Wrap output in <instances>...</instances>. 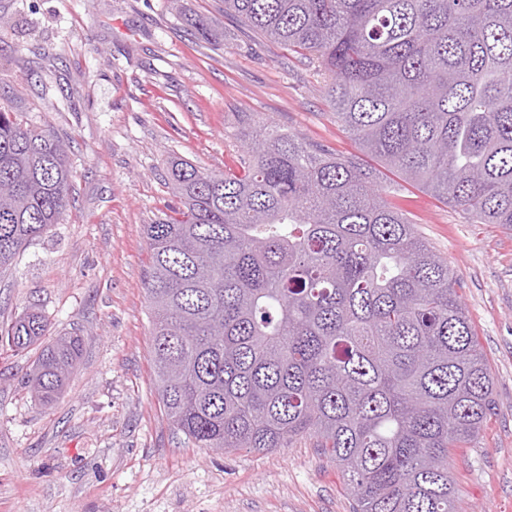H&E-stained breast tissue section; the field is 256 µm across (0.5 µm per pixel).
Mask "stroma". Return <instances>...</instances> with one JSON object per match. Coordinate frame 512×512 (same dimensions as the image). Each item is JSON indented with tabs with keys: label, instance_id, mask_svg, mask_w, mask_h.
Listing matches in <instances>:
<instances>
[{
	"label": "stroma",
	"instance_id": "1",
	"mask_svg": "<svg viewBox=\"0 0 512 512\" xmlns=\"http://www.w3.org/2000/svg\"><path fill=\"white\" fill-rule=\"evenodd\" d=\"M222 0H0V108L60 137L71 204L0 272V327L40 310L83 337L63 396L23 377L34 348L0 345V512H352L329 456L301 438L270 451L188 444L155 390L144 227L177 201L172 162L236 168L244 122L263 117L341 155L309 58L258 40ZM224 42L198 41L201 19ZM448 263L494 377L493 414L455 450L458 512H512V229L475 224L432 194L392 197Z\"/></svg>",
	"mask_w": 512,
	"mask_h": 512
}]
</instances>
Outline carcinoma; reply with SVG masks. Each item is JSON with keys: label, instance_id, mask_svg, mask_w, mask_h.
Listing matches in <instances>:
<instances>
[{"label": "carcinoma", "instance_id": "obj_1", "mask_svg": "<svg viewBox=\"0 0 512 512\" xmlns=\"http://www.w3.org/2000/svg\"><path fill=\"white\" fill-rule=\"evenodd\" d=\"M224 16L318 64L364 153L477 224L512 228V0H223ZM204 43L217 22L195 23ZM179 206L145 225L153 369L198 448L317 438L353 512H456L493 376L448 262L388 203L379 173L261 120L222 174L179 160ZM0 269L58 223L70 170L51 132L0 109ZM25 389L60 398L83 338L27 311Z\"/></svg>", "mask_w": 512, "mask_h": 512}]
</instances>
